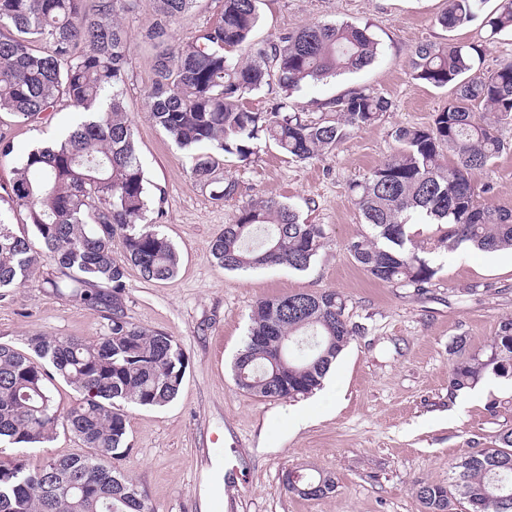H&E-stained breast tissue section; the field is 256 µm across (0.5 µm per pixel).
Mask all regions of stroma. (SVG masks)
I'll return each mask as SVG.
<instances>
[{
	"mask_svg": "<svg viewBox=\"0 0 512 512\" xmlns=\"http://www.w3.org/2000/svg\"><path fill=\"white\" fill-rule=\"evenodd\" d=\"M447 0H261L256 43L312 23L368 27L378 42L369 67L305 82L288 103L317 111L320 104L365 87L389 99L377 126L351 131L331 153L299 162L261 147L250 164L228 158L233 198L211 199L192 177L184 150L149 118L148 92L156 51L145 33L152 0H134L123 16L128 33L125 102L153 203L146 223L159 225L180 256L168 281L126 268L124 304L130 319L163 332L181 346L188 365L177 397L163 407L128 411L130 452L118 466L146 492L154 512H424L414 483H447L448 465L464 448L492 444L490 400L512 424V381L489 379L448 393L453 357L465 337L469 350L486 348L500 321L512 317V251L470 248L431 258L438 268L427 295L367 274L347 246L365 231L349 186L364 180L390 154L392 131L431 124L448 92L413 80L410 54L420 43H485L481 71L512 59V34L487 39L480 22L447 30L437 23ZM60 106L30 123L0 112V134L15 156L0 159V196L9 190L17 157L59 139L76 121ZM501 138L508 151L472 176L478 200L512 208V124ZM493 194H485V187ZM273 198L301 221L322 225L326 245L309 269L288 266L227 271L211 256L214 236L240 209ZM53 270L38 262L31 279L0 297V343L26 350L33 333L96 339L105 321L97 308L60 296L42 281ZM333 290L345 314L363 331L342 351L322 386L297 400H265L240 390L232 364L256 303L269 296ZM328 472L336 489L321 499L288 492L286 470Z\"/></svg>",
	"mask_w": 512,
	"mask_h": 512,
	"instance_id": "35a3bbf8",
	"label": "stroma"
}]
</instances>
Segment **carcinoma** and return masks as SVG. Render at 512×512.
Masks as SVG:
<instances>
[{
	"mask_svg": "<svg viewBox=\"0 0 512 512\" xmlns=\"http://www.w3.org/2000/svg\"><path fill=\"white\" fill-rule=\"evenodd\" d=\"M147 38L158 48L149 117L189 152L191 174L216 201L237 183L218 176L224 157L251 163L260 142L305 162L335 149L352 129L379 124L390 101L354 89L326 103L314 118L288 110L284 99L304 82L321 81L373 63L377 43L348 23L312 24L254 48L260 0H224L220 20L187 41L171 23L196 0H155ZM485 0H448L437 17L445 29L473 21ZM129 0H0V111L36 122L65 99L84 114L67 134L27 151L16 168L8 211L23 210L30 231H18L0 210V293L24 284L48 258V287L99 308L105 331L28 338L30 353L0 343V445L21 456L0 462V512H154L135 481L115 462L128 452L124 407H162L178 394L187 359L178 342L133 323L123 303L126 265L149 281H167L179 255L156 224L143 223L150 198L122 88ZM490 34L512 32V0L484 18ZM47 45L37 52L33 44ZM242 56L236 58L234 53ZM481 44L424 43L411 53L413 79L450 90L427 127L400 126L393 152L364 181L350 186L367 231L348 250L370 276L424 294L438 268L423 256L408 224L436 226L428 252L468 245L482 252L512 248V210L477 200L472 175L507 149L499 126L512 123V60L478 72ZM277 85L283 101L266 111L242 99ZM481 108L475 112V108ZM453 162L444 161V153ZM319 224L266 199L240 210L213 239V259L230 271L286 265L304 271L325 247ZM361 333L334 290L258 301L233 364L239 389L259 398L295 399L318 389L343 349ZM448 378L455 394L488 377L512 380V317L499 323L487 348L452 344ZM80 399L56 404V380ZM69 431L86 451L33 461L28 454ZM497 447L472 446L448 466V485L416 484L425 512H512V426L494 431ZM288 491L319 499L335 478L301 470Z\"/></svg>",
	"mask_w": 512,
	"mask_h": 512,
	"instance_id": "cac0c4a2",
	"label": "carcinoma"
}]
</instances>
